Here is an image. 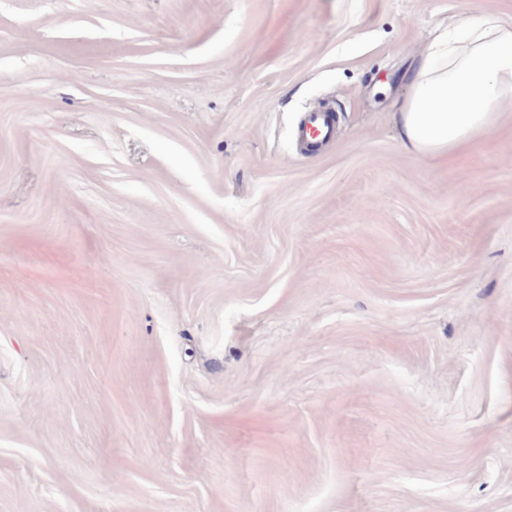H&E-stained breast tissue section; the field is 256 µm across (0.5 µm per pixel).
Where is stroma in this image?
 Returning a JSON list of instances; mask_svg holds the SVG:
<instances>
[{
  "mask_svg": "<svg viewBox=\"0 0 512 512\" xmlns=\"http://www.w3.org/2000/svg\"><path fill=\"white\" fill-rule=\"evenodd\" d=\"M486 12L0 0V512H512V102L392 124ZM336 132V119L328 111H310L295 129V140L300 144L305 142L312 146H319L334 138Z\"/></svg>",
  "mask_w": 512,
  "mask_h": 512,
  "instance_id": "1",
  "label": "stroma"
}]
</instances>
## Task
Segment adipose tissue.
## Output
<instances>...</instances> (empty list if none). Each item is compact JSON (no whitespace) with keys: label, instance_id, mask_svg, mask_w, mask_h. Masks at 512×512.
Masks as SVG:
<instances>
[{"label":"adipose tissue","instance_id":"1","mask_svg":"<svg viewBox=\"0 0 512 512\" xmlns=\"http://www.w3.org/2000/svg\"><path fill=\"white\" fill-rule=\"evenodd\" d=\"M509 100L512 25L492 13L463 16L418 60L393 121L407 152L445 156L487 136Z\"/></svg>","mask_w":512,"mask_h":512}]
</instances>
